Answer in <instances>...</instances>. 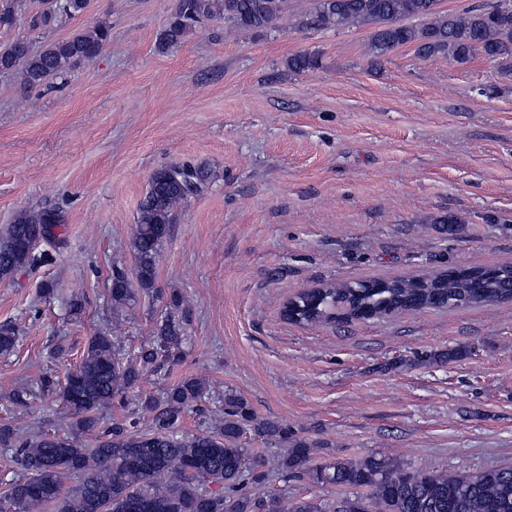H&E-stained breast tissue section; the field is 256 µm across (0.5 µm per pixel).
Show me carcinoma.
<instances>
[{"mask_svg": "<svg viewBox=\"0 0 512 512\" xmlns=\"http://www.w3.org/2000/svg\"><path fill=\"white\" fill-rule=\"evenodd\" d=\"M90 0H17L25 25L45 30L62 16H82ZM288 0H175L157 38L161 52L222 21L238 32L261 34L277 30L288 19ZM303 29L368 27L370 63L410 47L423 59L443 56L466 64L482 55L512 73V0H485L450 12L442 0H313L298 15ZM111 39V25L100 22L37 49L18 38L0 50V72L17 73L37 87L67 79L76 67L94 60ZM288 68L305 72L319 68L317 52L290 58ZM204 166L174 163L150 178L137 218L132 247L138 290L155 291L157 255L170 232L178 208L199 196L211 182ZM63 223L56 209L19 214L0 236V279L47 256L36 252L57 240ZM112 308L122 309L136 298L125 273H113L109 289ZM512 300V264L458 269L456 273L378 278L325 283L293 295L282 308L284 319L297 324L360 321L426 307L444 308ZM17 329L0 326V354L13 350ZM187 336L179 319L165 315L153 339L132 356L122 357L112 336L96 333L78 365L71 369L60 396L73 414L72 427L93 434L87 448L69 436L42 433L18 443L13 431L0 427V447L15 449L23 470L0 494V512H512V465L475 472L408 470L394 457L368 455L355 460L312 462L311 444L293 438L288 428L257 417L232 391L224 392L210 426L192 435L178 432L185 412L208 392L197 377H184L158 400L148 395L138 403L133 421L99 429L93 415L99 407L124 401L147 371L179 364ZM145 427L138 429L141 419ZM263 443H288L277 457L283 481L307 479L322 487L346 490L339 500L283 497L255 500L251 489L268 482L261 458L242 444L247 431ZM77 484L65 486L68 476Z\"/></svg>", "mask_w": 512, "mask_h": 512, "instance_id": "1", "label": "carcinoma"}]
</instances>
